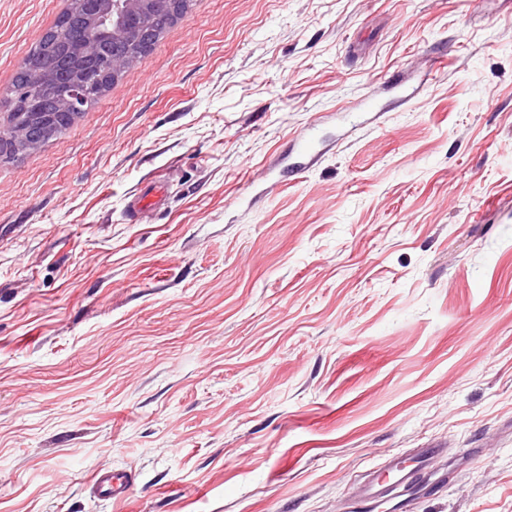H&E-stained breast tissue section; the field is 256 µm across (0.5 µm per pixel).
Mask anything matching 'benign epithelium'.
<instances>
[{
  "label": "benign epithelium",
  "mask_w": 512,
  "mask_h": 512,
  "mask_svg": "<svg viewBox=\"0 0 512 512\" xmlns=\"http://www.w3.org/2000/svg\"><path fill=\"white\" fill-rule=\"evenodd\" d=\"M89 22L94 33L68 46L64 61V70L57 74H48L37 67L35 61L23 59L20 69L28 75H38L47 80L63 79L66 87L60 99L34 106L37 112H68L78 117L88 100L92 97V86L78 79L74 66L92 61L98 72L116 79L127 72L133 62L112 55V41L132 30L128 23L140 18L148 11H155L160 0H87ZM47 129L29 123L13 124L0 128V146L10 144L16 154H24L41 147Z\"/></svg>",
  "instance_id": "7a95c632"
}]
</instances>
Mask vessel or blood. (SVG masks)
<instances>
[{
    "mask_svg": "<svg viewBox=\"0 0 512 512\" xmlns=\"http://www.w3.org/2000/svg\"><path fill=\"white\" fill-rule=\"evenodd\" d=\"M165 194L166 183L162 180H151L139 187L127 204L130 220L139 221L156 209ZM440 454L437 448H421L408 458H389L382 467L369 471L357 494L345 505L344 512H371L384 501L394 502L396 512H414L417 490L427 485ZM89 484L97 497L120 502L127 498L134 477L124 471L98 468L91 473Z\"/></svg>",
    "mask_w": 512,
    "mask_h": 512,
    "instance_id": "vessel-or-blood-1",
    "label": "vessel or blood"
}]
</instances>
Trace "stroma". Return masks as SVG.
Wrapping results in <instances>:
<instances>
[{"label": "stroma", "instance_id": "stroma-1", "mask_svg": "<svg viewBox=\"0 0 512 512\" xmlns=\"http://www.w3.org/2000/svg\"><path fill=\"white\" fill-rule=\"evenodd\" d=\"M69 2L0 0V125ZM433 447L415 512H512V0H195L0 161V512H338ZM166 194V183L162 180H150L130 195L127 214L131 221H139L150 211L161 205ZM89 484L100 499L121 502L127 498L134 476L125 471L98 468L91 473Z\"/></svg>", "mask_w": 512, "mask_h": 512}]
</instances>
